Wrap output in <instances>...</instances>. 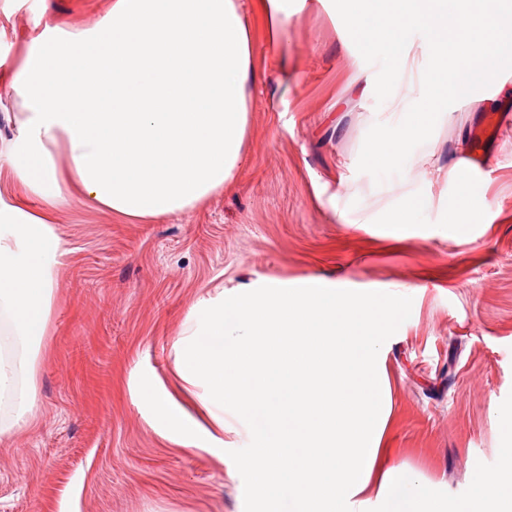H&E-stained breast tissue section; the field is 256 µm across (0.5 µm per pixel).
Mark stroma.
I'll list each match as a JSON object with an SVG mask.
<instances>
[{
	"label": "stroma",
	"instance_id": "1",
	"mask_svg": "<svg viewBox=\"0 0 512 512\" xmlns=\"http://www.w3.org/2000/svg\"><path fill=\"white\" fill-rule=\"evenodd\" d=\"M111 3L0 0V76L46 25L93 22ZM242 3L261 77L248 89L247 161L234 186L169 220L132 224L81 202L57 215L68 255L32 423L0 443V512H244L231 458L164 438L139 379L153 376L202 417L175 370L183 323L205 295L269 281L411 297L409 318L380 348L391 464L459 494L477 462L498 457L499 407L512 393V96H495L487 112L450 104L416 150L423 161L444 156L467 136L481 167L468 194L482 220L456 234L446 222L456 183L420 182L431 206L417 224L392 226L376 203L394 173L364 162L387 126L384 99L357 102L338 136L328 112L350 82L386 76L392 60L364 54L338 0H307L274 45L252 0Z\"/></svg>",
	"mask_w": 512,
	"mask_h": 512
}]
</instances>
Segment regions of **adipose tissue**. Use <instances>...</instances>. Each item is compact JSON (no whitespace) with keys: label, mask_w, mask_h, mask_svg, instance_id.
Segmentation results:
<instances>
[{"label":"adipose tissue","mask_w":512,"mask_h":512,"mask_svg":"<svg viewBox=\"0 0 512 512\" xmlns=\"http://www.w3.org/2000/svg\"><path fill=\"white\" fill-rule=\"evenodd\" d=\"M365 53L395 66L384 83L360 78L355 94L382 92L392 124L364 157L403 170L381 210L415 223L429 197L421 180H465L466 137L447 160L418 165L414 147L449 102L467 95L462 68L499 66L512 55L507 0H343ZM425 35L430 66L416 64L412 36ZM254 43L242 0H112L92 25L45 30L19 55L0 95V441L29 426L37 360L55 282L67 254L55 213L83 199L129 221L183 216L230 188L246 156L255 81ZM38 199L39 207L25 204Z\"/></svg>","instance_id":"ef3b65f1"}]
</instances>
